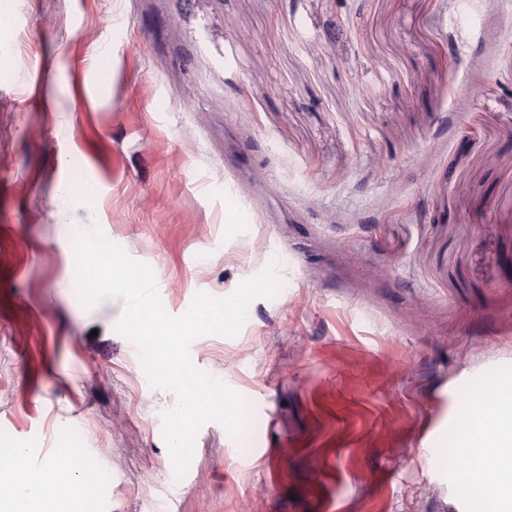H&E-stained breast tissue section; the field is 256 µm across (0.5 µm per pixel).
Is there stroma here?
I'll use <instances>...</instances> for the list:
<instances>
[{
    "label": "stroma",
    "mask_w": 512,
    "mask_h": 512,
    "mask_svg": "<svg viewBox=\"0 0 512 512\" xmlns=\"http://www.w3.org/2000/svg\"><path fill=\"white\" fill-rule=\"evenodd\" d=\"M12 3L0 438L92 449L98 512H466L456 411L512 386V0ZM95 224L173 315L283 280L193 342L251 425L204 424L184 477L123 301L78 297Z\"/></svg>",
    "instance_id": "1"
}]
</instances>
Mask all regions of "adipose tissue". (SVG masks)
Masks as SVG:
<instances>
[{"instance_id":"1","label":"adipose tissue","mask_w":512,"mask_h":512,"mask_svg":"<svg viewBox=\"0 0 512 512\" xmlns=\"http://www.w3.org/2000/svg\"><path fill=\"white\" fill-rule=\"evenodd\" d=\"M457 448L465 457L481 458L485 470L498 475L487 491L473 473H459L457 483L470 503L469 512H512L511 392L485 393L481 407L459 422ZM12 454L16 468L0 471V512H41L44 488L22 480L19 465L26 459L24 449H13Z\"/></svg>"}]
</instances>
